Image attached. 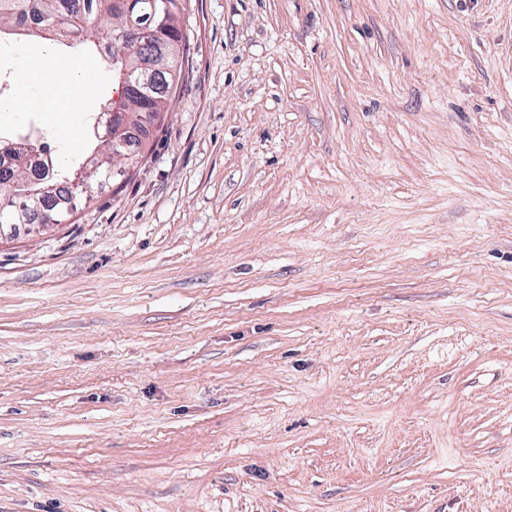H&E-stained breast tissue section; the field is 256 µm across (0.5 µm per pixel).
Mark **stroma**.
Instances as JSON below:
<instances>
[{"label":"stroma","mask_w":512,"mask_h":512,"mask_svg":"<svg viewBox=\"0 0 512 512\" xmlns=\"http://www.w3.org/2000/svg\"><path fill=\"white\" fill-rule=\"evenodd\" d=\"M179 7L125 178L0 241V512H512V0Z\"/></svg>","instance_id":"1"}]
</instances>
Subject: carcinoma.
<instances>
[{"mask_svg":"<svg viewBox=\"0 0 512 512\" xmlns=\"http://www.w3.org/2000/svg\"><path fill=\"white\" fill-rule=\"evenodd\" d=\"M139 10L148 16H157L166 21L162 27L150 23L144 37L147 45L156 48L166 45L175 50L179 32L174 26L178 0H0V34L16 28L31 30L44 24V20L58 21V27L49 35V40L59 44L112 43V37L122 29L128 10ZM175 65L168 70L157 72L149 86L128 97L125 110L136 114L147 107L153 112V123H158L161 114L168 111L174 89ZM26 143L0 142V221L13 220L17 224H29L44 210H56L68 220L77 210L76 201L71 198L25 197L21 192L28 190L31 181L29 165L21 160ZM86 159L82 172L83 186L75 195L88 200L94 185L112 169V145L106 141L97 144Z\"/></svg>","mask_w":512,"mask_h":512,"instance_id":"cac0c4a2","label":"carcinoma"}]
</instances>
